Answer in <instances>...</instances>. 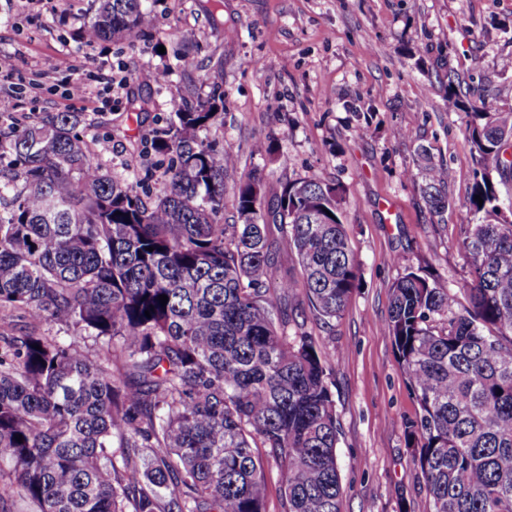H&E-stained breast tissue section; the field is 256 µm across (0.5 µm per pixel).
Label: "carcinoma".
Here are the masks:
<instances>
[{
	"label": "carcinoma",
	"mask_w": 512,
	"mask_h": 512,
	"mask_svg": "<svg viewBox=\"0 0 512 512\" xmlns=\"http://www.w3.org/2000/svg\"><path fill=\"white\" fill-rule=\"evenodd\" d=\"M143 2L99 0L86 30L140 31ZM445 77L448 107L472 117L468 208L484 219L463 227L471 278L453 289L406 268L385 329L418 406L406 435L430 512H512V221L491 180L512 176V107L462 89L452 66ZM223 105L187 104L157 135L154 150L178 163L149 205L95 160L77 112L0 135V160L23 180L0 211V309L28 319L20 336L0 331V504L266 512L272 463L283 512H342L336 404L306 330L340 317L359 285L342 197L317 178L272 188L250 172L239 223H223L236 159L198 136ZM421 156L441 214L448 171Z\"/></svg>",
	"instance_id": "carcinoma-1"
}]
</instances>
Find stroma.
I'll list each match as a JSON object with an SVG mask.
<instances>
[{
	"instance_id": "stroma-1",
	"label": "stroma",
	"mask_w": 512,
	"mask_h": 512,
	"mask_svg": "<svg viewBox=\"0 0 512 512\" xmlns=\"http://www.w3.org/2000/svg\"><path fill=\"white\" fill-rule=\"evenodd\" d=\"M151 28L85 48L95 0H0V131L56 112H78L77 131L114 180L153 201L173 156L153 141L172 99L222 95L223 113L202 139L229 148L237 173L225 181L227 224L238 221L239 176L261 171L277 185L317 178L343 190L346 232L361 284L343 315L307 329L331 356L342 512H430L408 448L417 412L384 330L391 284L406 267L451 288L470 278L462 228L476 167L469 113L448 109L443 62L463 86L512 107V0H145ZM73 67L58 68L61 54ZM191 66H183V57ZM28 79L6 80L10 70ZM129 78L111 105L69 101L81 79L93 95L102 75ZM371 131L359 135L360 125ZM408 130L405 139L396 129ZM447 168L448 208L432 214L418 152ZM402 256L395 264L393 256Z\"/></svg>"
}]
</instances>
